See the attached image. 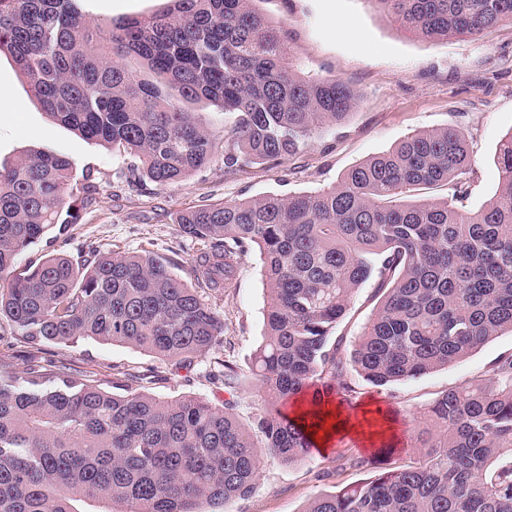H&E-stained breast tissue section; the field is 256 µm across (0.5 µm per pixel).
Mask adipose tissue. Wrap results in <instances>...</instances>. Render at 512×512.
Wrapping results in <instances>:
<instances>
[{"label": "adipose tissue", "mask_w": 512, "mask_h": 512, "mask_svg": "<svg viewBox=\"0 0 512 512\" xmlns=\"http://www.w3.org/2000/svg\"><path fill=\"white\" fill-rule=\"evenodd\" d=\"M291 419L305 424L319 450L330 448L338 435L355 436L363 446L375 449L398 445L396 420L382 408L362 410L360 417L345 415L341 405L323 397L315 405H306L304 398L292 403Z\"/></svg>", "instance_id": "obj_1"}]
</instances>
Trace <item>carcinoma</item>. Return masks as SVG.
Returning <instances> with one entry per match:
<instances>
[{
  "label": "carcinoma",
  "instance_id": "carcinoma-1",
  "mask_svg": "<svg viewBox=\"0 0 512 512\" xmlns=\"http://www.w3.org/2000/svg\"><path fill=\"white\" fill-rule=\"evenodd\" d=\"M170 2L161 14L102 24L84 0H0V53L56 121L136 155L134 186L177 184L210 160L214 134L185 102L233 117L224 167L235 172L297 160L354 111L350 83L295 68L258 0ZM368 2L426 41L512 24V0ZM130 59L155 80L130 70ZM495 162L501 187L476 214L458 206L470 156L451 126L406 138L328 189L179 210L174 223L200 245L196 288L173 259L151 253L100 254L87 265L55 254L17 268L30 245L75 223L76 178L52 152L0 168V317L32 350L92 338L180 365L221 343L223 324L203 294L223 290L252 246L268 289L252 362L266 410L251 427L229 401L140 393L135 373L110 392L32 352L22 371L0 372V512H81L79 502L204 512L251 496L257 449L292 464L314 448L280 406L344 376L335 330L371 279L379 305L350 358L375 386L444 369L512 333V132ZM442 187L443 198H412ZM489 373L422 408L418 458L392 459L303 512H512V353Z\"/></svg>",
  "mask_w": 512,
  "mask_h": 512
}]
</instances>
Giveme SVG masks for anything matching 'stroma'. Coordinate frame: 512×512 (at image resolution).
Instances as JSON below:
<instances>
[{
	"label": "stroma",
	"instance_id": "stroma-1",
	"mask_svg": "<svg viewBox=\"0 0 512 512\" xmlns=\"http://www.w3.org/2000/svg\"><path fill=\"white\" fill-rule=\"evenodd\" d=\"M168 0H86L91 18L121 19L166 11ZM259 10L283 27L293 63L314 78L335 76L354 86L360 100L346 121L314 140L300 159L277 167L254 166L240 172L224 167V149L216 147L209 163L172 187L130 184L138 157L82 139L51 118L28 91L12 57L0 54V166L27 154L49 150L67 157L76 175H90L96 190H73L76 224L66 234L45 236L19 257V265L39 263L56 253L75 260L96 254L152 252L176 262V274L195 284L197 247L184 236L172 215L202 204L297 195L334 186L351 167L381 155L419 131L448 126L469 138L472 170L467 212H477L498 190L494 158L502 137L512 131V24L477 39L452 36L422 41L375 11L367 0H260ZM374 282L354 296L346 319L336 330L343 353L373 316L378 298ZM207 302L224 326L223 341L190 364L177 368L139 349L84 339L74 344H44L41 357L91 372L103 389L122 373L140 374L139 391L158 397L192 395L214 405L231 401L243 423L263 409L250 372L253 353L264 333L267 290L257 248L240 255L235 278L222 295ZM512 352V334L504 333L469 357L420 378L377 387L355 371L345 379L357 394L343 410L358 414L375 401L392 411L401 446L411 449L417 416L438 392L488 376L490 365ZM226 359L239 372V385L228 392L215 373ZM359 441L336 438L327 453H313L291 465L263 456L261 476L252 495L219 505L218 512H303L307 502L336 486L372 477L370 468H343L344 457L362 454Z\"/></svg>",
	"mask_w": 512,
	"mask_h": 512
}]
</instances>
